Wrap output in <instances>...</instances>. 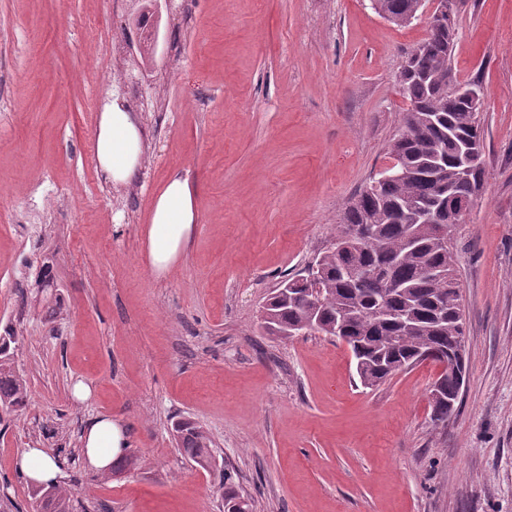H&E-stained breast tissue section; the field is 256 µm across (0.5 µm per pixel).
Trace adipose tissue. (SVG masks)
<instances>
[{
  "label": "adipose tissue",
  "instance_id": "1",
  "mask_svg": "<svg viewBox=\"0 0 512 512\" xmlns=\"http://www.w3.org/2000/svg\"><path fill=\"white\" fill-rule=\"evenodd\" d=\"M142 130L123 100L112 99L102 109L95 137V156L104 176L128 182L136 172ZM198 222L196 189L190 178L174 172L154 198L146 229V263L157 277L166 275L186 251ZM79 461L84 469L108 474L130 448L125 422L104 412L88 420L79 436ZM68 461L42 448H26L16 458L19 471L34 484H62Z\"/></svg>",
  "mask_w": 512,
  "mask_h": 512
}]
</instances>
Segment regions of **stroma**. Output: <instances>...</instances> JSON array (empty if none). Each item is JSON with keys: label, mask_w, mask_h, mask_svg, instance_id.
<instances>
[{"label": "stroma", "mask_w": 512, "mask_h": 512, "mask_svg": "<svg viewBox=\"0 0 512 512\" xmlns=\"http://www.w3.org/2000/svg\"><path fill=\"white\" fill-rule=\"evenodd\" d=\"M0 0V331L31 402L0 422V492L32 512L15 459H71L77 512H224L218 467L252 512H512V0H461L451 53L477 80L484 191L456 225L469 374L442 426L439 367L362 387L349 350L268 335L279 283L329 246L389 158L397 77L428 36L370 0ZM157 28L154 63L133 59ZM143 131L137 176L107 180L94 139L111 97ZM175 170L198 189L190 248L146 266L152 200ZM95 388L70 397L75 381ZM130 429L131 468L76 463L89 417ZM209 433L216 471L181 456L176 421Z\"/></svg>", "instance_id": "1"}]
</instances>
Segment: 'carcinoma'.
Returning a JSON list of instances; mask_svg holds the SVG:
<instances>
[{"label":"carcinoma","mask_w":512,"mask_h":512,"mask_svg":"<svg viewBox=\"0 0 512 512\" xmlns=\"http://www.w3.org/2000/svg\"><path fill=\"white\" fill-rule=\"evenodd\" d=\"M416 0H380L381 10L398 18L412 10ZM455 37L445 28L429 27L408 68L398 80L409 102L400 117L397 135L388 153L399 162L400 176L359 191L345 209L334 240L316 259V270L282 281L269 297L263 314L267 332L279 336L290 328L336 335L344 327L362 386L377 387L420 363L430 347L455 352L465 341L464 310L455 256L449 242L433 225L422 221L427 210L441 214L448 195L472 197L473 187L485 181V171L464 179L455 164L459 144L483 147L478 113L458 98L437 89V78L451 71ZM367 229L361 238H349L350 228ZM19 338L10 330L0 336V410L25 408L30 399L24 372L15 362ZM467 363L446 368L440 376L444 393L433 398L431 420L448 419V399L460 395L457 373ZM176 447L204 470L212 468L213 442L204 429L190 421L173 425ZM224 487V509L242 499L232 476L219 474ZM32 512H76L69 490L32 493Z\"/></svg>","instance_id":"obj_1"}]
</instances>
